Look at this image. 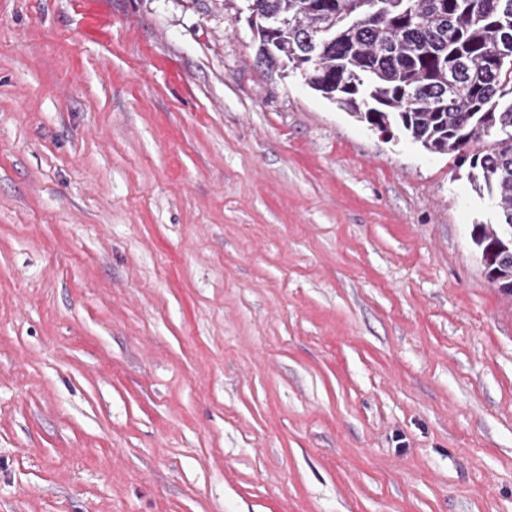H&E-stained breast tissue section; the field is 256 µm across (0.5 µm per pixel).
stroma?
<instances>
[{
  "instance_id": "35a3bbf8",
  "label": "stroma",
  "mask_w": 512,
  "mask_h": 512,
  "mask_svg": "<svg viewBox=\"0 0 512 512\" xmlns=\"http://www.w3.org/2000/svg\"><path fill=\"white\" fill-rule=\"evenodd\" d=\"M247 5L0 0V512H512L493 208Z\"/></svg>"
}]
</instances>
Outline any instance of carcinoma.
<instances>
[{
	"label": "carcinoma",
	"mask_w": 512,
	"mask_h": 512,
	"mask_svg": "<svg viewBox=\"0 0 512 512\" xmlns=\"http://www.w3.org/2000/svg\"><path fill=\"white\" fill-rule=\"evenodd\" d=\"M264 20L269 68L302 75L358 121L426 151L469 161L468 180L495 199L498 222L473 225L488 277L512 283V0H250ZM331 29L313 59L304 40Z\"/></svg>",
	"instance_id": "cac0c4a2"
}]
</instances>
